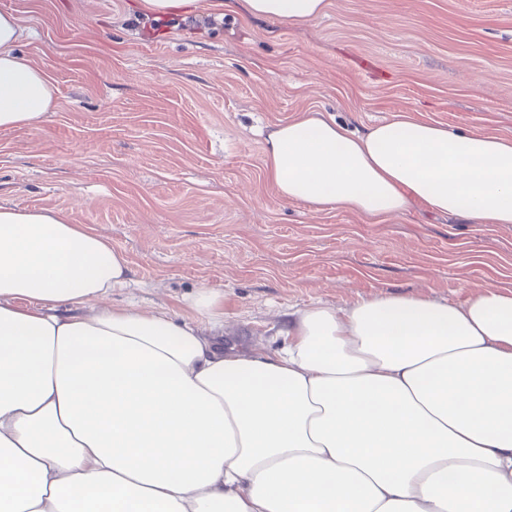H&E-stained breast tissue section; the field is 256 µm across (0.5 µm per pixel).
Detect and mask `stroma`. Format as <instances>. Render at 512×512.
Returning a JSON list of instances; mask_svg holds the SVG:
<instances>
[{"instance_id":"1","label":"stroma","mask_w":512,"mask_h":512,"mask_svg":"<svg viewBox=\"0 0 512 512\" xmlns=\"http://www.w3.org/2000/svg\"><path fill=\"white\" fill-rule=\"evenodd\" d=\"M56 108L0 130V205L68 213L130 262L115 305L184 317L224 295V346L277 349L289 312L512 290V225L416 206L381 218L277 194L271 127L316 110L351 129L397 113L512 138V0H326L303 27L195 0H0Z\"/></svg>"}]
</instances>
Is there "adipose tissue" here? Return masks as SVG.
<instances>
[{
    "label": "adipose tissue",
    "mask_w": 512,
    "mask_h": 512,
    "mask_svg": "<svg viewBox=\"0 0 512 512\" xmlns=\"http://www.w3.org/2000/svg\"><path fill=\"white\" fill-rule=\"evenodd\" d=\"M291 25L325 0H242ZM0 12V129L56 105ZM277 194L380 217L512 224V138L399 113L306 112L266 138ZM129 261L53 209L0 206V512H512V290L363 298L288 315L274 353L194 317L109 302Z\"/></svg>",
    "instance_id": "obj_1"
}]
</instances>
